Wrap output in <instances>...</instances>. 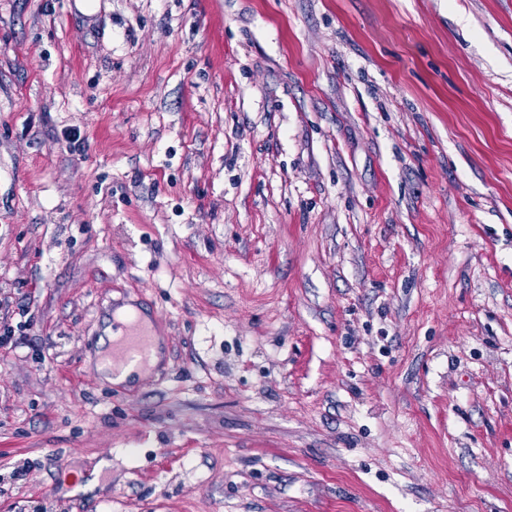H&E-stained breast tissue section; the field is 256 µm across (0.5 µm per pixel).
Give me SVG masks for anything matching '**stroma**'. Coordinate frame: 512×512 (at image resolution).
I'll return each instance as SVG.
<instances>
[{
	"instance_id": "stroma-1",
	"label": "stroma",
	"mask_w": 512,
	"mask_h": 512,
	"mask_svg": "<svg viewBox=\"0 0 512 512\" xmlns=\"http://www.w3.org/2000/svg\"><path fill=\"white\" fill-rule=\"evenodd\" d=\"M4 325L0 512H512V0H0ZM105 319L112 328V367L117 369L130 363L147 366L155 347L152 329L136 318L119 322L112 311L106 313Z\"/></svg>"
}]
</instances>
